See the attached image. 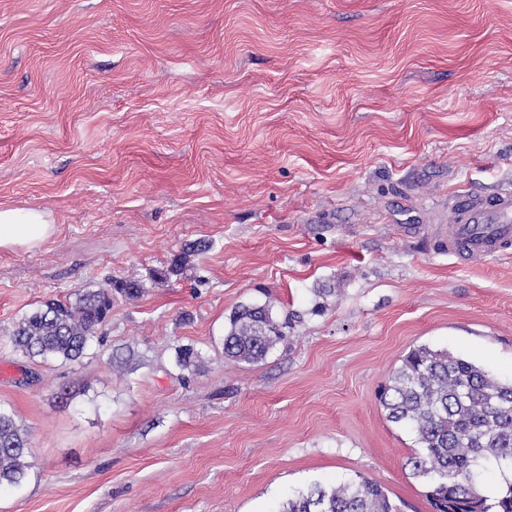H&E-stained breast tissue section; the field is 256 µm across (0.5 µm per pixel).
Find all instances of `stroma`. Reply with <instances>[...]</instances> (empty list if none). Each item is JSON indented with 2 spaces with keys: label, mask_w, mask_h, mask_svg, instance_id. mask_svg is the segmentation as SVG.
<instances>
[{
  "label": "stroma",
  "mask_w": 512,
  "mask_h": 512,
  "mask_svg": "<svg viewBox=\"0 0 512 512\" xmlns=\"http://www.w3.org/2000/svg\"><path fill=\"white\" fill-rule=\"evenodd\" d=\"M509 187L512 0H0V209L56 226L0 250V407L36 463L0 512H276L359 475L432 512L378 393L421 345L512 381V253L434 248ZM112 278L143 294L81 363L7 341ZM268 301L285 340L225 358ZM209 248L203 241H195L185 244L181 252L175 256L172 262L167 266L166 270L158 273L161 281H168L172 276L183 274L187 267L193 261V258L203 253Z\"/></svg>",
  "instance_id": "stroma-1"
}]
</instances>
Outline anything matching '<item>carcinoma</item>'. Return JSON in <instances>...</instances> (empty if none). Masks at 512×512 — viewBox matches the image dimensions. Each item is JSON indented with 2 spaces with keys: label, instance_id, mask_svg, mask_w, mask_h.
Wrapping results in <instances>:
<instances>
[{
  "label": "carcinoma",
  "instance_id": "1",
  "mask_svg": "<svg viewBox=\"0 0 512 512\" xmlns=\"http://www.w3.org/2000/svg\"><path fill=\"white\" fill-rule=\"evenodd\" d=\"M208 248L184 245L159 279L183 274ZM143 286L114 280L107 288H85L68 303L48 300L23 314L8 339L13 349L43 362L79 363L88 355L112 309V291L137 299ZM274 305H241L224 334V356L248 364L262 360L282 339ZM176 365L196 372L201 356L176 350ZM380 402L387 420L410 430L417 450L408 459L413 477L426 488L432 512H512V383H503L472 361L425 345L412 349L388 379ZM30 437L12 413L0 408V485L20 488L29 479ZM496 470L504 486L492 498L478 484ZM280 512H398L379 484L362 476L329 487L314 484L283 504Z\"/></svg>",
  "mask_w": 512,
  "mask_h": 512
}]
</instances>
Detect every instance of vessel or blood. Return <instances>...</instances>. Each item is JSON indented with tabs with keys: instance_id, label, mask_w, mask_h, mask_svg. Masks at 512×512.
<instances>
[{
	"instance_id": "1",
	"label": "vessel or blood",
	"mask_w": 512,
	"mask_h": 512,
	"mask_svg": "<svg viewBox=\"0 0 512 512\" xmlns=\"http://www.w3.org/2000/svg\"><path fill=\"white\" fill-rule=\"evenodd\" d=\"M456 221L436 233L438 253L476 262L512 249V192L465 197L455 204Z\"/></svg>"
}]
</instances>
